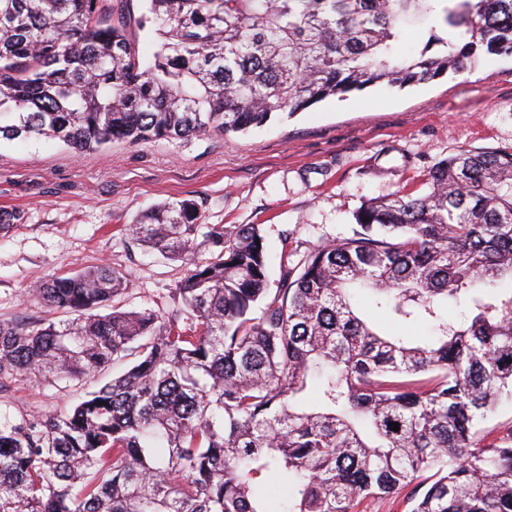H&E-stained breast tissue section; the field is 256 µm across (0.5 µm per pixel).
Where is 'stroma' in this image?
Returning <instances> with one entry per match:
<instances>
[{
    "mask_svg": "<svg viewBox=\"0 0 512 512\" xmlns=\"http://www.w3.org/2000/svg\"><path fill=\"white\" fill-rule=\"evenodd\" d=\"M512 147V58L412 87L377 85L244 134L202 135L73 154L50 139L0 142V207L23 224L0 235V321L49 310L35 284L109 264L125 308L171 311L185 272L128 235L159 203L194 200L205 224H259L271 269L283 241L308 249L350 233L367 200L424 192L430 167L462 149ZM78 380L41 374L0 382V411L48 414L76 404Z\"/></svg>",
    "mask_w": 512,
    "mask_h": 512,
    "instance_id": "obj_1",
    "label": "stroma"
}]
</instances>
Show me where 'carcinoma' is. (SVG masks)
<instances>
[{
  "mask_svg": "<svg viewBox=\"0 0 512 512\" xmlns=\"http://www.w3.org/2000/svg\"><path fill=\"white\" fill-rule=\"evenodd\" d=\"M144 2L147 64L110 0H0V140L229 135L512 57V0ZM413 22L427 37L402 51ZM427 184L295 261L283 239L275 289L262 225L203 224L190 199L142 212L132 239L187 265L165 318L123 308L106 264L37 284L70 318L0 321V377L121 371L71 408L0 414V512H364L401 492L405 512H512V425L479 428L512 397V289L474 288L512 279V148L462 149ZM22 220L0 209V234ZM355 286L432 338L385 334Z\"/></svg>",
  "mask_w": 512,
  "mask_h": 512,
  "instance_id": "1",
  "label": "carcinoma"
}]
</instances>
